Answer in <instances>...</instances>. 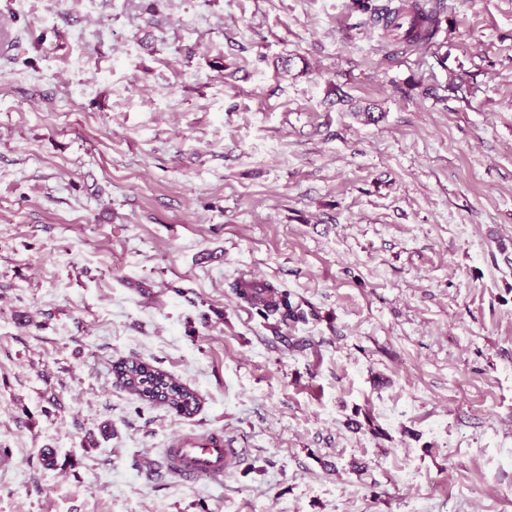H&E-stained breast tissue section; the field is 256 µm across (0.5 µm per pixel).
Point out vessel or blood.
<instances>
[{
  "mask_svg": "<svg viewBox=\"0 0 512 512\" xmlns=\"http://www.w3.org/2000/svg\"><path fill=\"white\" fill-rule=\"evenodd\" d=\"M241 454V449L232 447L230 441L225 439L223 430L214 429L173 439L165 450V467L185 482L202 476L220 480Z\"/></svg>",
  "mask_w": 512,
  "mask_h": 512,
  "instance_id": "vessel-or-blood-1",
  "label": "vessel or blood"
}]
</instances>
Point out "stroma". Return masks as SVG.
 Listing matches in <instances>:
<instances>
[{"instance_id": "obj_1", "label": "stroma", "mask_w": 512, "mask_h": 512, "mask_svg": "<svg viewBox=\"0 0 512 512\" xmlns=\"http://www.w3.org/2000/svg\"><path fill=\"white\" fill-rule=\"evenodd\" d=\"M441 2L0 0V512H512V0ZM135 359L121 360L113 368L117 383L129 394L150 404L165 403L186 416L197 411V393L193 389L150 362ZM160 388L166 389L168 395ZM180 401L184 409H180ZM165 448V467L183 482L208 476L224 480L242 455V448H232L224 438L223 429L202 434L180 435Z\"/></svg>"}]
</instances>
